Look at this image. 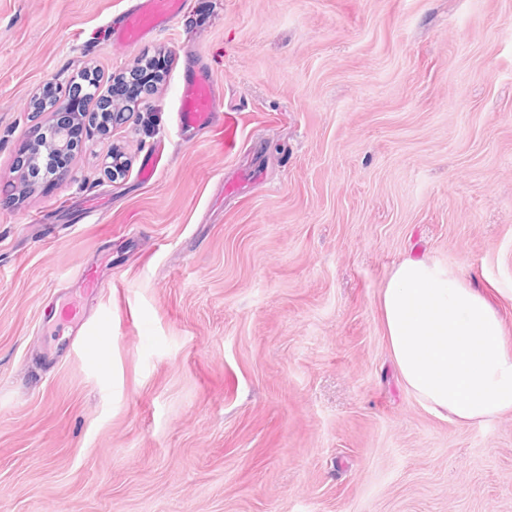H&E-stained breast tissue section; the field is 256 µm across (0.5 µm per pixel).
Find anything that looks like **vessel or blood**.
<instances>
[{"label": "vessel or blood", "mask_w": 512, "mask_h": 512, "mask_svg": "<svg viewBox=\"0 0 512 512\" xmlns=\"http://www.w3.org/2000/svg\"><path fill=\"white\" fill-rule=\"evenodd\" d=\"M183 5L184 0H134L112 34L114 46L122 50L137 47L147 36L168 28L181 13ZM174 113L179 127L203 133L223 121L224 114L209 69L196 68L181 75ZM111 273L112 264L105 258L99 264L85 267L78 277L85 295H94ZM51 314L57 327L73 330L67 338V347H80L92 356L102 354L108 347L110 338L104 324L82 329V335H75V328H82V317L80 308L74 304L52 306Z\"/></svg>", "instance_id": "1"}]
</instances>
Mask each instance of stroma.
Returning a JSON list of instances; mask_svg holds the SVG:
<instances>
[{
    "instance_id": "35a3bbf8",
    "label": "stroma",
    "mask_w": 512,
    "mask_h": 512,
    "mask_svg": "<svg viewBox=\"0 0 512 512\" xmlns=\"http://www.w3.org/2000/svg\"><path fill=\"white\" fill-rule=\"evenodd\" d=\"M130 5L0 0V512H512V414L426 411L378 311L427 258L512 336V0H186L122 51ZM156 52L163 80L84 124L68 179L23 177L44 87ZM196 58L233 149L175 124ZM105 248L109 349L44 362L43 309Z\"/></svg>"
}]
</instances>
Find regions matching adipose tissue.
<instances>
[{
  "label": "adipose tissue",
  "mask_w": 512,
  "mask_h": 512,
  "mask_svg": "<svg viewBox=\"0 0 512 512\" xmlns=\"http://www.w3.org/2000/svg\"><path fill=\"white\" fill-rule=\"evenodd\" d=\"M378 308L403 384L428 412L462 425L512 413V337L487 295L452 266L400 261Z\"/></svg>",
  "instance_id": "obj_1"
}]
</instances>
